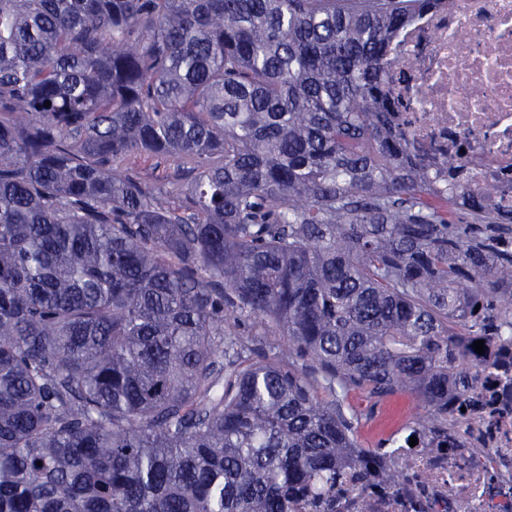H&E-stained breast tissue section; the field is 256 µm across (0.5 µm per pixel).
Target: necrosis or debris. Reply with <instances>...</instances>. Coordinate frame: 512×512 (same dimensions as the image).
Masks as SVG:
<instances>
[{"label": "necrosis or debris", "instance_id": "4bbe7bcc", "mask_svg": "<svg viewBox=\"0 0 512 512\" xmlns=\"http://www.w3.org/2000/svg\"><path fill=\"white\" fill-rule=\"evenodd\" d=\"M383 66L432 187L491 188L512 216V0H442L397 33ZM471 359L481 378L447 436L393 423L371 476L346 468L288 512H512V335Z\"/></svg>", "mask_w": 512, "mask_h": 512}]
</instances>
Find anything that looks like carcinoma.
Segmentation results:
<instances>
[{
    "mask_svg": "<svg viewBox=\"0 0 512 512\" xmlns=\"http://www.w3.org/2000/svg\"><path fill=\"white\" fill-rule=\"evenodd\" d=\"M438 2L0 0V512H286L373 459L338 388L445 427L512 230L390 118Z\"/></svg>",
    "mask_w": 512,
    "mask_h": 512,
    "instance_id": "obj_1",
    "label": "carcinoma"
}]
</instances>
